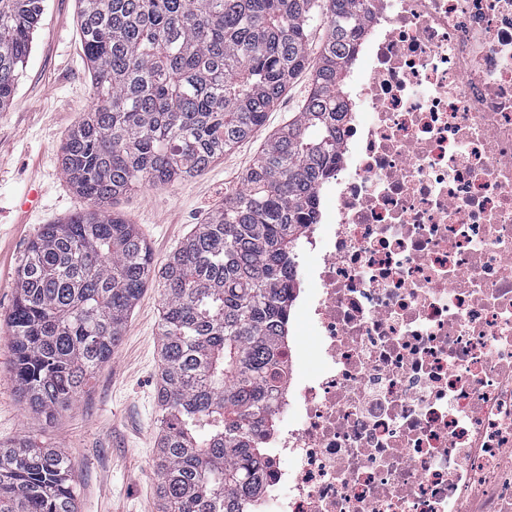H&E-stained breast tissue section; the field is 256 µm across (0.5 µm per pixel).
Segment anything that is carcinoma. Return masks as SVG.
<instances>
[{
  "label": "carcinoma",
  "instance_id": "cac0c4a2",
  "mask_svg": "<svg viewBox=\"0 0 512 512\" xmlns=\"http://www.w3.org/2000/svg\"><path fill=\"white\" fill-rule=\"evenodd\" d=\"M44 0H0V112L12 103ZM94 105L59 148L90 208L45 224L6 318L14 381L46 420L109 361L151 280L163 288L159 512H250L282 390L298 252L336 174L349 64L367 0H77ZM324 21L321 55L309 37ZM311 71L300 110L160 269L112 203L204 172ZM0 512H78L73 467L20 437L0 444Z\"/></svg>",
  "mask_w": 512,
  "mask_h": 512
}]
</instances>
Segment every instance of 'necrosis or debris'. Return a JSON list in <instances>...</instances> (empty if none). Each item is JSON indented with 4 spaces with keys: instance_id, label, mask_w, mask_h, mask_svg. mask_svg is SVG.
<instances>
[{
    "instance_id": "4bbe7bcc",
    "label": "necrosis or debris",
    "mask_w": 512,
    "mask_h": 512,
    "mask_svg": "<svg viewBox=\"0 0 512 512\" xmlns=\"http://www.w3.org/2000/svg\"><path fill=\"white\" fill-rule=\"evenodd\" d=\"M255 512H512V0H368Z\"/></svg>"
}]
</instances>
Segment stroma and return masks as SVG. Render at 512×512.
Segmentation results:
<instances>
[{
	"instance_id": "1",
	"label": "stroma",
	"mask_w": 512,
	"mask_h": 512,
	"mask_svg": "<svg viewBox=\"0 0 512 512\" xmlns=\"http://www.w3.org/2000/svg\"><path fill=\"white\" fill-rule=\"evenodd\" d=\"M76 0H45L15 98L0 112V443L22 436L63 452L72 462L79 512H157L158 324L162 291L149 282L133 307L111 359L95 373L72 409L54 421L27 410L14 382L4 319L15 300L18 263L42 225L55 224L88 203L69 185L58 162L62 141L93 104L81 47ZM310 85L299 74L265 123L225 152L203 174L144 187L113 206L162 266L181 243L243 188V177L267 141L298 111ZM38 208L21 213L30 187Z\"/></svg>"
}]
</instances>
